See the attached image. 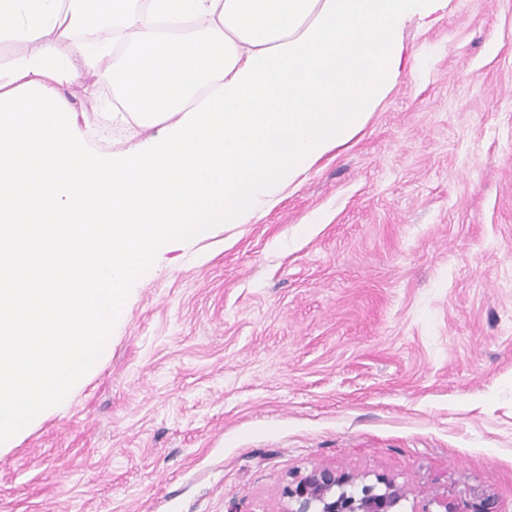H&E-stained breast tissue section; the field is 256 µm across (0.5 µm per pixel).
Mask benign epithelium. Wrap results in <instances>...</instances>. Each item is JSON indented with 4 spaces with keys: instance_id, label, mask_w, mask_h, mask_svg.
Returning <instances> with one entry per match:
<instances>
[{
    "instance_id": "1",
    "label": "benign epithelium",
    "mask_w": 512,
    "mask_h": 512,
    "mask_svg": "<svg viewBox=\"0 0 512 512\" xmlns=\"http://www.w3.org/2000/svg\"><path fill=\"white\" fill-rule=\"evenodd\" d=\"M355 477L331 466H319L299 476L285 487L286 512H399L405 499L402 487L379 476L376 482L349 490ZM420 512H497L492 497L480 495L459 506L444 497L427 501Z\"/></svg>"
}]
</instances>
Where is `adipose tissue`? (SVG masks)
<instances>
[{"label":"adipose tissue","instance_id":"obj_1","mask_svg":"<svg viewBox=\"0 0 512 512\" xmlns=\"http://www.w3.org/2000/svg\"><path fill=\"white\" fill-rule=\"evenodd\" d=\"M449 0H0V455L67 407L161 246L245 224L349 142ZM111 84L87 147L65 95ZM65 94L78 113L79 125L82 128L86 126L89 129L91 126L99 128L97 136L88 141L90 149L103 155H112L113 151L127 150L135 145L137 138H129L122 132L114 131L113 133L112 129L105 128L106 120L102 114L105 111L89 104L82 85L70 86Z\"/></svg>","mask_w":512,"mask_h":512}]
</instances>
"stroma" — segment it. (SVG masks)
<instances>
[{"label": "stroma", "instance_id": "1", "mask_svg": "<svg viewBox=\"0 0 512 512\" xmlns=\"http://www.w3.org/2000/svg\"><path fill=\"white\" fill-rule=\"evenodd\" d=\"M420 67L262 216L171 247L0 512H285L295 475L512 512V0L404 29ZM88 146H134L82 85Z\"/></svg>", "mask_w": 512, "mask_h": 512}]
</instances>
